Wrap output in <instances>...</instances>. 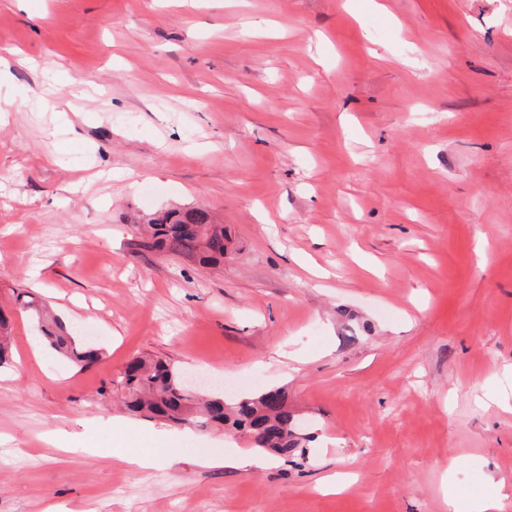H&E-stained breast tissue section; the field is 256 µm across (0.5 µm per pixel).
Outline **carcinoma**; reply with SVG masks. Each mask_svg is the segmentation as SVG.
Segmentation results:
<instances>
[{
  "label": "carcinoma",
  "mask_w": 512,
  "mask_h": 512,
  "mask_svg": "<svg viewBox=\"0 0 512 512\" xmlns=\"http://www.w3.org/2000/svg\"><path fill=\"white\" fill-rule=\"evenodd\" d=\"M137 246L193 258L207 267L224 259V225L214 224L208 211H170L151 218ZM19 309L35 313L38 329L50 348L85 369L99 362L98 350L78 343L66 328L29 292L15 297ZM10 317L0 308V365L9 361ZM120 395L136 416L159 418L175 425L191 421L201 429L224 427L249 436L254 447L279 458L306 456L309 436L298 432L297 414L281 390L229 400L220 393L197 396L183 384L182 373L162 359L136 357L126 366Z\"/></svg>",
  "instance_id": "cac0c4a2"
}]
</instances>
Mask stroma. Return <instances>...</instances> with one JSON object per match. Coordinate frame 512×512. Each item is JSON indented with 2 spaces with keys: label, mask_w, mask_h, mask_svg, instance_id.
<instances>
[{
  "label": "stroma",
  "mask_w": 512,
  "mask_h": 512,
  "mask_svg": "<svg viewBox=\"0 0 512 512\" xmlns=\"http://www.w3.org/2000/svg\"><path fill=\"white\" fill-rule=\"evenodd\" d=\"M345 2L0 0V304L101 353L14 312L0 512H445L512 479V0ZM192 208L219 264L137 248ZM139 355L284 389L307 456L129 414ZM15 304L20 310L34 311L39 331L58 356L69 360L81 369L99 362L98 350L78 343L75 337L47 310L46 304L35 300L31 293L25 291L17 293Z\"/></svg>",
  "instance_id": "obj_1"
}]
</instances>
